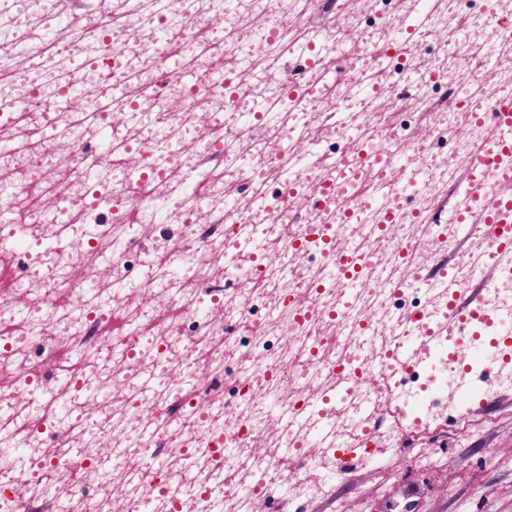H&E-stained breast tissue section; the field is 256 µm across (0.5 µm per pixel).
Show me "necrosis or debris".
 Listing matches in <instances>:
<instances>
[{
  "label": "necrosis or debris",
  "mask_w": 512,
  "mask_h": 512,
  "mask_svg": "<svg viewBox=\"0 0 512 512\" xmlns=\"http://www.w3.org/2000/svg\"><path fill=\"white\" fill-rule=\"evenodd\" d=\"M506 106L512 0H0V512H316L467 423ZM465 304L462 308L453 310L452 318L448 320V328L454 327L465 329L467 326L472 329L483 319V308L478 294L474 290L464 292Z\"/></svg>",
  "instance_id": "1"
}]
</instances>
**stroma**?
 Here are the masks:
<instances>
[{
    "label": "stroma",
    "mask_w": 512,
    "mask_h": 512,
    "mask_svg": "<svg viewBox=\"0 0 512 512\" xmlns=\"http://www.w3.org/2000/svg\"><path fill=\"white\" fill-rule=\"evenodd\" d=\"M469 405L474 416L463 431L448 427L430 474L412 462V450L398 449L379 463L354 465L318 512H390V502L404 498L418 502L420 512H512V389ZM442 485L447 494L439 493Z\"/></svg>",
    "instance_id": "1"
}]
</instances>
